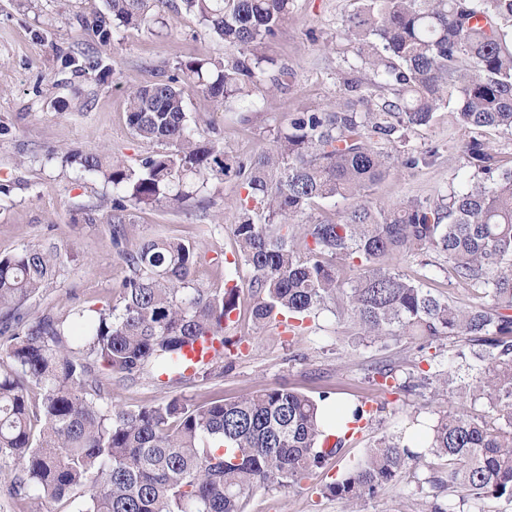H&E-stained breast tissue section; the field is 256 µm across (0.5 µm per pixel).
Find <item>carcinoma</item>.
<instances>
[{"label":"carcinoma","instance_id":"cac0c4a2","mask_svg":"<svg viewBox=\"0 0 512 512\" xmlns=\"http://www.w3.org/2000/svg\"><path fill=\"white\" fill-rule=\"evenodd\" d=\"M358 2L344 34L357 44L363 74H337L326 105L275 121L269 147L240 157L200 132L186 94L217 109H251L284 88L293 73L266 50L293 0H105V10L80 17L103 44L172 7L197 17L225 54L177 63L180 79L126 89L133 135L168 152L136 168L103 152L66 159L112 184L114 224L142 206L180 210L211 179L236 182L245 195L236 199L233 235L252 271L258 321L280 315L296 336L319 311L343 309L374 343L405 338L422 352L444 339L464 342L448 366L470 370L466 380L432 359L416 383L391 366L371 368L369 378L391 395L456 393L483 413L461 407L431 423L417 415L427 451L384 436L321 493L373 499L432 455L427 495L461 489L468 502L512 504V166L472 138L463 145L471 168L464 189L435 202L368 200L399 167L426 160L410 135L454 99L463 128L512 134V0ZM338 197L356 204L336 219L319 213ZM432 253L444 263L429 261ZM396 255L417 261L421 278L391 271ZM198 258L193 243L145 239L125 253L130 275L117 304L95 317L74 309L27 319L20 309L57 277L64 256L51 242L0 256V311L16 322L0 355V461L17 462L4 481L12 501L31 512L46 498H80L84 512H244L256 491L297 490L337 453L341 441L320 443L328 391L315 399L274 385L234 399L175 397L137 409L112 402V381L93 373L99 362L122 379L152 369L183 378L196 342L218 343V357L238 346L224 328L239 286L195 287ZM434 267L478 302L462 308L433 295L424 281ZM376 410L354 404L348 430Z\"/></svg>","mask_w":512,"mask_h":512}]
</instances>
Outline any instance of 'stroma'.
Wrapping results in <instances>:
<instances>
[{
	"label": "stroma",
	"mask_w": 512,
	"mask_h": 512,
	"mask_svg": "<svg viewBox=\"0 0 512 512\" xmlns=\"http://www.w3.org/2000/svg\"><path fill=\"white\" fill-rule=\"evenodd\" d=\"M103 7L102 0H0V183L10 187L9 195L0 199V256L47 241L68 255L60 276L26 302L25 312L35 316L105 309L119 299L129 274L123 252L148 237L178 238L200 248L195 286L223 287L228 274L241 286L239 308L225 330L241 345L208 365L207 375L179 383L152 374L113 378L105 365H96L98 377L112 382L114 403L137 409L174 397L200 402L279 384L312 397L328 391L335 399L357 403L376 397L368 378L371 367L392 362L419 375L424 364L415 344L404 340L380 347L347 318L331 312L310 318L301 336L292 335L284 324L253 318L255 299L247 287L252 272L235 263L236 183L209 180L201 196L180 211L132 210L125 239L113 243L108 222L111 184L81 176L62 161L61 151H104L131 161L166 151V144L144 143L132 135L126 89L175 75L179 61L223 56L224 45L195 16L172 11L166 27L123 28L102 44L85 33L79 17ZM354 8V0H294L293 17L268 49L294 72V82L270 106L244 119L215 110L200 94L190 93V117L201 129H213L216 140L234 155L247 157L267 146L271 118L285 120L327 102L336 74L358 66L353 41L341 34ZM69 56L78 59L79 68L64 67ZM97 58L109 66L107 77L86 69V62ZM472 136L457 125L451 110H440L410 138L412 148L433 150V157L381 181L371 190V201L433 202L450 188L464 187L469 168L461 145ZM456 404L455 398L430 392L405 396L347 436L338 454L303 488L258 490L246 512H427L429 501L412 476L386 485L377 497L353 508L321 496L317 489L340 479L379 438L405 437L418 413L437 416Z\"/></svg>",
	"instance_id": "stroma-1"
}]
</instances>
